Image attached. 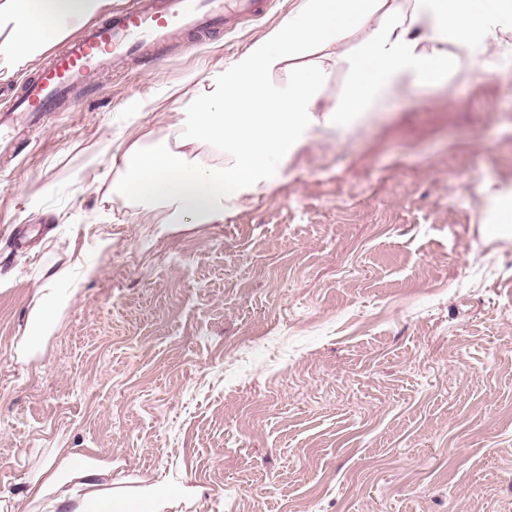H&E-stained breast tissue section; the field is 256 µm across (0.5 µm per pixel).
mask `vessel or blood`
I'll use <instances>...</instances> for the list:
<instances>
[{
    "label": "vessel or blood",
    "mask_w": 512,
    "mask_h": 512,
    "mask_svg": "<svg viewBox=\"0 0 512 512\" xmlns=\"http://www.w3.org/2000/svg\"><path fill=\"white\" fill-rule=\"evenodd\" d=\"M265 0H132L106 21L82 28L53 51L23 85L9 109L42 117L58 111L74 90L95 74L126 60L160 63V51L179 35H212L240 18L261 15Z\"/></svg>",
    "instance_id": "vessel-or-blood-1"
}]
</instances>
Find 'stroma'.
Here are the masks:
<instances>
[{
    "mask_svg": "<svg viewBox=\"0 0 512 512\" xmlns=\"http://www.w3.org/2000/svg\"><path fill=\"white\" fill-rule=\"evenodd\" d=\"M293 4L0 125V494L17 512L49 448L111 458L126 488L165 482L169 512H512V223H488L512 189V33L484 65L458 51L449 88L311 140L220 224L113 223L110 157L84 170L132 113L176 120ZM66 265L59 327L20 359Z\"/></svg>",
    "mask_w": 512,
    "mask_h": 512,
    "instance_id": "35a3bbf8",
    "label": "stroma"
}]
</instances>
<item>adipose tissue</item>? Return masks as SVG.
<instances>
[{
    "mask_svg": "<svg viewBox=\"0 0 512 512\" xmlns=\"http://www.w3.org/2000/svg\"><path fill=\"white\" fill-rule=\"evenodd\" d=\"M111 5L0 0V79ZM509 30L512 0H295L287 19L184 96L165 134L139 124L119 154L106 142L94 155L112 158L110 192L125 223L163 232L220 224L266 195L309 140L362 126L404 86L447 84L456 65L449 45L495 49ZM339 67L349 80L335 100L327 88ZM278 73L285 82H274ZM64 307L59 297L37 301L18 355L40 352ZM24 495L29 512H164L170 492L158 482L114 488L111 460L53 448L31 469Z\"/></svg>",
    "mask_w": 512,
    "mask_h": 512,
    "instance_id": "ef3b65f1",
    "label": "adipose tissue"
}]
</instances>
